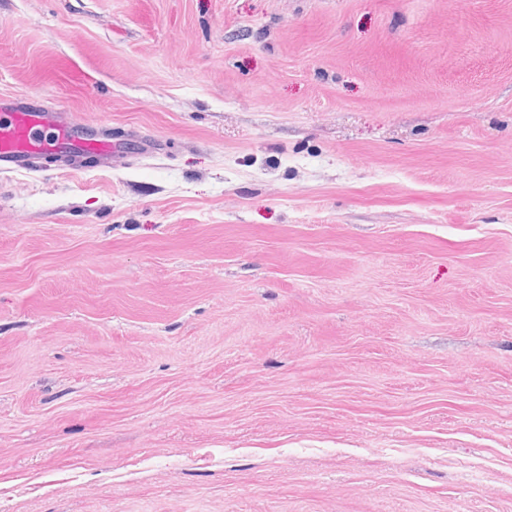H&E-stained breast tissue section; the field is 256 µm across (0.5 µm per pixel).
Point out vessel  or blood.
I'll return each mask as SVG.
<instances>
[{
	"label": "vessel or blood",
	"instance_id": "b4317fda",
	"mask_svg": "<svg viewBox=\"0 0 512 512\" xmlns=\"http://www.w3.org/2000/svg\"><path fill=\"white\" fill-rule=\"evenodd\" d=\"M38 78L64 100L84 96L92 83L87 67L63 55L48 57ZM49 152L75 159L88 154L103 169L123 166L131 156L125 146L111 138L87 135L71 113L22 96H0V173L30 170L40 156Z\"/></svg>",
	"mask_w": 512,
	"mask_h": 512
}]
</instances>
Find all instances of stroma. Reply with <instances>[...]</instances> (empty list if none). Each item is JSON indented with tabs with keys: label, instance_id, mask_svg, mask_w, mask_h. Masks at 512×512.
<instances>
[{
	"label": "stroma",
	"instance_id": "stroma-1",
	"mask_svg": "<svg viewBox=\"0 0 512 512\" xmlns=\"http://www.w3.org/2000/svg\"><path fill=\"white\" fill-rule=\"evenodd\" d=\"M0 95L153 148L0 175V512H512V0H0ZM39 81L52 87L63 100L84 96L92 83L90 70L63 55L48 57L39 72Z\"/></svg>",
	"mask_w": 512,
	"mask_h": 512
}]
</instances>
